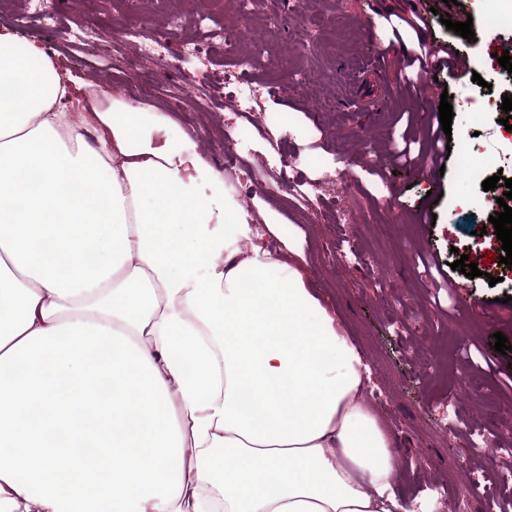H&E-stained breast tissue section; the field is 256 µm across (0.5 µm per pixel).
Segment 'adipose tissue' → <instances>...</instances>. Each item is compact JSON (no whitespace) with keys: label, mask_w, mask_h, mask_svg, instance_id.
Returning <instances> with one entry per match:
<instances>
[{"label":"adipose tissue","mask_w":512,"mask_h":512,"mask_svg":"<svg viewBox=\"0 0 512 512\" xmlns=\"http://www.w3.org/2000/svg\"><path fill=\"white\" fill-rule=\"evenodd\" d=\"M174 125L0 28V512H410L362 350Z\"/></svg>","instance_id":"1"}]
</instances>
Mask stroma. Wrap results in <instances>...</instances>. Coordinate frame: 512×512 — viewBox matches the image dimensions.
I'll list each match as a JSON object with an SVG mask.
<instances>
[{
	"label": "stroma",
	"instance_id": "obj_1",
	"mask_svg": "<svg viewBox=\"0 0 512 512\" xmlns=\"http://www.w3.org/2000/svg\"><path fill=\"white\" fill-rule=\"evenodd\" d=\"M285 0L284 24L272 28L267 13L238 14L233 0H57L58 25L31 20L25 37L44 44L55 59L85 80L126 89L133 102L170 113L178 130L193 140L212 167L225 160L228 134L242 122L227 107L233 89L224 72L250 61L248 77L258 97L252 151L241 165L254 171L239 199L272 224L288 227L286 242L298 253L312 287L335 311L347 336L372 370L367 401L387 429L396 455V486L405 503L430 499L431 512H452L467 498L470 512H485L495 497L512 512V350L495 351L494 333L512 343V275L500 264L502 243L485 226L493 210L482 183L512 171V131L496 111L481 123L482 98L512 93V80L491 57L512 46V27L486 20L478 0ZM418 12L426 20L427 43L449 44L466 65L438 69L409 85L406 47L396 41L390 14ZM213 15L215 32L197 27L199 14ZM471 15L474 42L442 25L443 14ZM82 18L85 35L66 27ZM135 27L140 38L165 37L177 54L196 44L205 51L192 62L156 78L143 67L137 47L113 48L109 35ZM246 29L248 37L227 51L218 28ZM316 78L308 86L300 73ZM481 82H473V74ZM184 101L170 105V88ZM448 98L451 150L429 174L400 162L395 147L408 118L421 125L438 116ZM469 143L478 166L465 169L458 149ZM281 160L268 164L272 150ZM345 182H329L338 167ZM324 178L307 204L295 189L304 179ZM428 210L435 224H417ZM477 263L470 279L450 265L458 256ZM499 299L497 320L482 308ZM470 340L471 353H456V336ZM481 429L487 451L477 456L469 428Z\"/></svg>",
	"mask_w": 512,
	"mask_h": 512
}]
</instances>
